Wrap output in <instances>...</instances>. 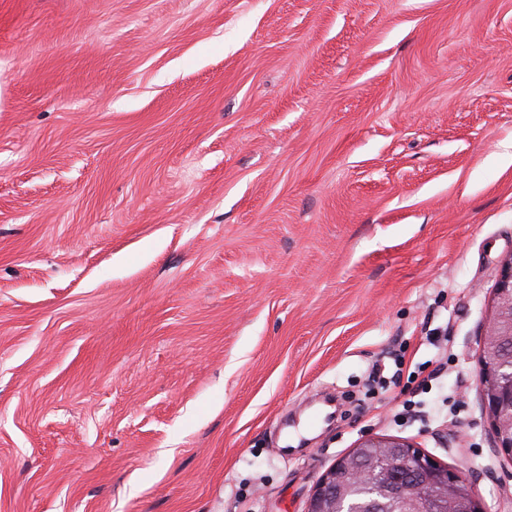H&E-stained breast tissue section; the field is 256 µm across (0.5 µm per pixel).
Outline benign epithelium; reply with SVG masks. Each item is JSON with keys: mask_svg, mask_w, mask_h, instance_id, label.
<instances>
[{"mask_svg": "<svg viewBox=\"0 0 512 512\" xmlns=\"http://www.w3.org/2000/svg\"><path fill=\"white\" fill-rule=\"evenodd\" d=\"M483 413L494 447L512 458V252L501 261V276L493 293L490 314L480 337L478 357ZM349 483L378 496L361 506L336 487V470ZM467 486L470 506L465 512H486L476 497L472 477L448 468L416 444L399 437L368 434L320 477L306 512H419L430 489V512H458V486Z\"/></svg>", "mask_w": 512, "mask_h": 512, "instance_id": "1", "label": "benign epithelium"}]
</instances>
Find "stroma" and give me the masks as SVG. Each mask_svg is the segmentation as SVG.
<instances>
[{"label":"stroma","mask_w":512,"mask_h":512,"mask_svg":"<svg viewBox=\"0 0 512 512\" xmlns=\"http://www.w3.org/2000/svg\"><path fill=\"white\" fill-rule=\"evenodd\" d=\"M511 145L512 0H0V512H304L368 432L512 512ZM478 367L483 413L494 448L512 459V252L501 261V276L480 337ZM505 367L507 375L502 372Z\"/></svg>","instance_id":"1"}]
</instances>
